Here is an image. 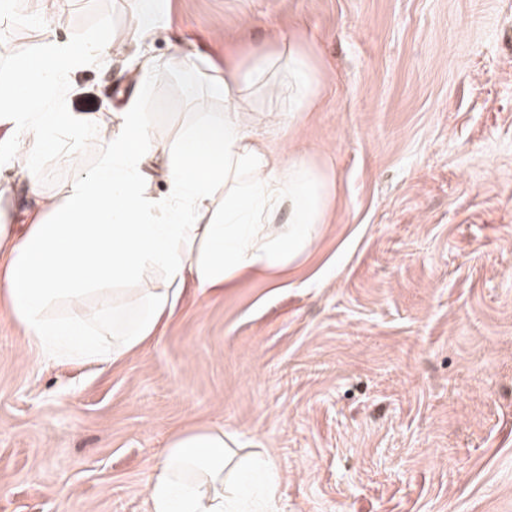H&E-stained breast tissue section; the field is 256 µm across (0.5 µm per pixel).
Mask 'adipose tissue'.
Returning a JSON list of instances; mask_svg holds the SVG:
<instances>
[{
	"mask_svg": "<svg viewBox=\"0 0 512 512\" xmlns=\"http://www.w3.org/2000/svg\"><path fill=\"white\" fill-rule=\"evenodd\" d=\"M170 0H136L122 42L47 38L17 66L0 65V165H15L28 186L24 232L0 211V300L51 359L110 364L157 337L189 291L218 292L250 272L286 269L309 246L331 205L327 175L300 152L263 139L251 116L258 87L287 95L291 114L318 102L323 75L296 35L287 50L267 41L246 60L225 58L209 79L224 110L199 113L175 146L159 143L138 94L116 111H68L73 70L106 64L169 20ZM288 86L266 85L280 63ZM74 144L95 139L100 162L78 172L61 200L44 196L43 161L61 131ZM163 179L164 193L152 184ZM135 282L134 315L115 305L114 284ZM96 294L98 308L83 299ZM69 300L72 310L51 316ZM280 474L272 459L243 451L223 427L173 434L147 493L150 512H277Z\"/></svg>",
	"mask_w": 512,
	"mask_h": 512,
	"instance_id": "ef3b65f1",
	"label": "adipose tissue"
}]
</instances>
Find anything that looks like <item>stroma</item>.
<instances>
[{
	"instance_id": "1",
	"label": "stroma",
	"mask_w": 512,
	"mask_h": 512,
	"mask_svg": "<svg viewBox=\"0 0 512 512\" xmlns=\"http://www.w3.org/2000/svg\"><path fill=\"white\" fill-rule=\"evenodd\" d=\"M141 96L174 144L205 81L168 60L224 55L296 29L325 65L315 111L277 145L334 187L311 249L278 280L190 297L160 337L107 370L49 360L0 308V512H149L169 438L223 426L273 459L279 512H512V0H171ZM134 0H40L0 16V60L52 31L122 38ZM125 56L72 73L74 112L121 107ZM44 160L65 194L99 162ZM171 61L179 69L183 79L187 82H193L200 73V65L195 56L183 52L177 48Z\"/></svg>"
}]
</instances>
